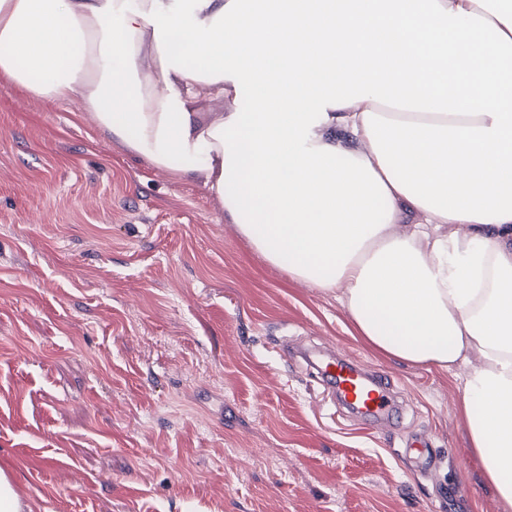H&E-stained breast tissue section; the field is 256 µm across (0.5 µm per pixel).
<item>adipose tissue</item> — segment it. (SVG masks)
Here are the masks:
<instances>
[{"mask_svg":"<svg viewBox=\"0 0 512 512\" xmlns=\"http://www.w3.org/2000/svg\"><path fill=\"white\" fill-rule=\"evenodd\" d=\"M0 78L202 178L377 351L464 369L512 506V0H0Z\"/></svg>","mask_w":512,"mask_h":512,"instance_id":"ef3b65f1","label":"adipose tissue"}]
</instances>
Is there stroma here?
<instances>
[{
  "instance_id": "1",
  "label": "stroma",
  "mask_w": 512,
  "mask_h": 512,
  "mask_svg": "<svg viewBox=\"0 0 512 512\" xmlns=\"http://www.w3.org/2000/svg\"><path fill=\"white\" fill-rule=\"evenodd\" d=\"M289 343L385 373L392 421ZM462 390L263 261L202 181L0 82V463L34 512H507Z\"/></svg>"
}]
</instances>
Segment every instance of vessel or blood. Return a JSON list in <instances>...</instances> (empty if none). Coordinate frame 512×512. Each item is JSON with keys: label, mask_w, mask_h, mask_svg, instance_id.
<instances>
[{"label": "vessel or blood", "mask_w": 512, "mask_h": 512, "mask_svg": "<svg viewBox=\"0 0 512 512\" xmlns=\"http://www.w3.org/2000/svg\"><path fill=\"white\" fill-rule=\"evenodd\" d=\"M321 372L343 400L366 417L378 422L391 418L392 386L386 378L368 377L360 362L346 355L330 357L323 362Z\"/></svg>", "instance_id": "b4317fda"}]
</instances>
